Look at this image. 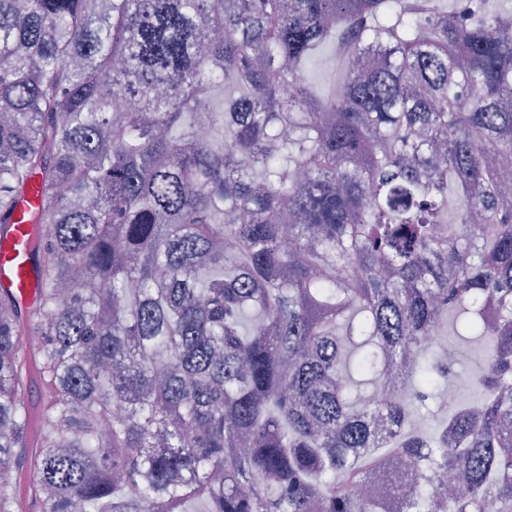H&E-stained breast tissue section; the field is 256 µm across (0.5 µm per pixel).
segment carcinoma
Wrapping results in <instances>:
<instances>
[{
	"label": "carcinoma",
	"instance_id": "1",
	"mask_svg": "<svg viewBox=\"0 0 512 512\" xmlns=\"http://www.w3.org/2000/svg\"><path fill=\"white\" fill-rule=\"evenodd\" d=\"M511 168L486 0H0V512H381L388 458L512 512ZM457 340L480 404L408 429ZM343 69L333 52L325 48L318 54V63L308 74V81L320 93H329L342 77ZM26 224H9L0 234V293L28 302L36 291V275Z\"/></svg>",
	"mask_w": 512,
	"mask_h": 512
}]
</instances>
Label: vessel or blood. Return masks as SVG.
Returning <instances> with one entry per match:
<instances>
[{"instance_id": "obj_1", "label": "vessel or blood", "mask_w": 512, "mask_h": 512, "mask_svg": "<svg viewBox=\"0 0 512 512\" xmlns=\"http://www.w3.org/2000/svg\"><path fill=\"white\" fill-rule=\"evenodd\" d=\"M25 223L0 232V293L30 301L36 291L35 263L26 238Z\"/></svg>"}]
</instances>
